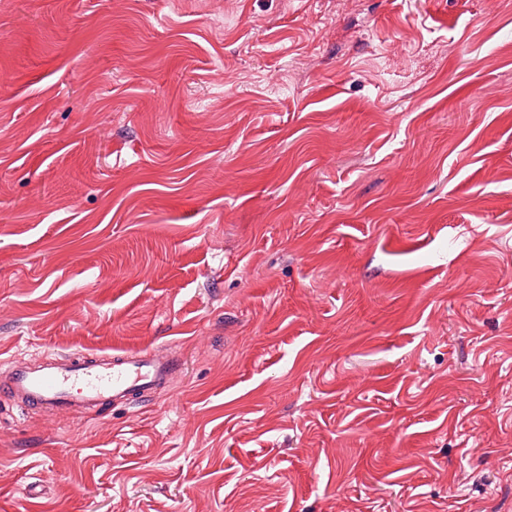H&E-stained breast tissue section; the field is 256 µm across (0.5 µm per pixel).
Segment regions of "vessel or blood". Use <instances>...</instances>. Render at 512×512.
Listing matches in <instances>:
<instances>
[{"instance_id": "b4317fda", "label": "vessel or blood", "mask_w": 512, "mask_h": 512, "mask_svg": "<svg viewBox=\"0 0 512 512\" xmlns=\"http://www.w3.org/2000/svg\"><path fill=\"white\" fill-rule=\"evenodd\" d=\"M176 367L175 360L155 352L125 351L93 358L67 354L54 357L41 370L5 367L0 370V394L50 415L93 410L165 385Z\"/></svg>"}]
</instances>
